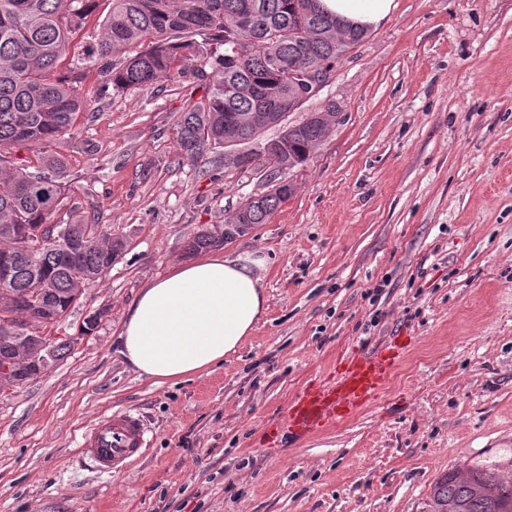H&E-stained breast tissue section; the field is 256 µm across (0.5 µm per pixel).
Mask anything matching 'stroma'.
<instances>
[{"instance_id": "obj_1", "label": "stroma", "mask_w": 512, "mask_h": 512, "mask_svg": "<svg viewBox=\"0 0 512 512\" xmlns=\"http://www.w3.org/2000/svg\"><path fill=\"white\" fill-rule=\"evenodd\" d=\"M97 85L89 72L74 129L46 151L66 165L77 214L127 247L47 327L69 354L0 390V512H423L442 474H512V0H397L347 52L306 104L335 102L339 118L292 196L223 247L263 258L267 314L189 382L140 378L114 349L121 323L190 237L273 176L180 163L177 116L207 81ZM399 332L415 342L377 403L262 449L310 379ZM118 408L143 416L151 444L110 477L76 442Z\"/></svg>"}]
</instances>
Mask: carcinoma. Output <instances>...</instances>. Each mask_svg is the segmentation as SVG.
<instances>
[{"label":"carcinoma","instance_id":"1","mask_svg":"<svg viewBox=\"0 0 512 512\" xmlns=\"http://www.w3.org/2000/svg\"><path fill=\"white\" fill-rule=\"evenodd\" d=\"M102 35L67 65L72 38L86 26L97 0H0V261L14 268L0 281V355H17L27 330V296L39 291L50 324L78 302L79 284L98 281L124 252L125 241L85 216L58 218L67 205L65 165L44 155L32 168L15 150L42 148L71 130L84 106L87 70L102 80L96 93L150 89L162 76H211L205 95L186 105L176 123L181 158L196 165L224 142L251 144L249 166L284 178L303 165L336 123L328 102L264 139L253 112H286L294 97L286 69L334 67L366 35L324 11L320 0H111ZM288 195L273 187L241 209L247 228L264 224ZM215 228L192 236L184 254L216 247ZM512 512V477L495 468L454 472L433 484L425 512Z\"/></svg>","mask_w":512,"mask_h":512}]
</instances>
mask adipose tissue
<instances>
[{"instance_id":"adipose-tissue-1","label":"adipose tissue","mask_w":512,"mask_h":512,"mask_svg":"<svg viewBox=\"0 0 512 512\" xmlns=\"http://www.w3.org/2000/svg\"><path fill=\"white\" fill-rule=\"evenodd\" d=\"M394 2L320 0L325 10L360 28L388 20ZM263 264L249 254L213 252L174 264L130 303L116 339L118 354L156 385L222 367L267 312Z\"/></svg>"}]
</instances>
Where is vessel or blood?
Instances as JSON below:
<instances>
[{
  "label": "vessel or blood",
  "mask_w": 512,
  "mask_h": 512,
  "mask_svg": "<svg viewBox=\"0 0 512 512\" xmlns=\"http://www.w3.org/2000/svg\"><path fill=\"white\" fill-rule=\"evenodd\" d=\"M409 343L405 336L390 337L377 350L344 360L335 377L309 382L283 419L265 429L264 447L279 448L354 419L381 397ZM147 445L142 417L117 410L84 429L78 452L97 472L113 475L138 461Z\"/></svg>",
  "instance_id": "b4317fda"
}]
</instances>
